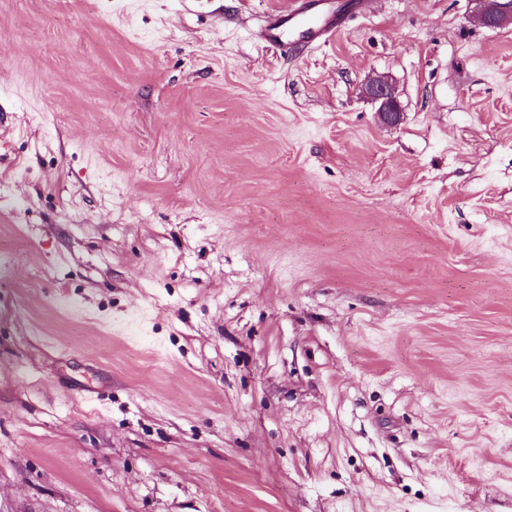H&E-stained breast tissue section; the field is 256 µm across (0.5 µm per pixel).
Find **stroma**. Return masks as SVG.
<instances>
[{
  "instance_id": "35a3bbf8",
  "label": "stroma",
  "mask_w": 512,
  "mask_h": 512,
  "mask_svg": "<svg viewBox=\"0 0 512 512\" xmlns=\"http://www.w3.org/2000/svg\"><path fill=\"white\" fill-rule=\"evenodd\" d=\"M335 3L0 0V512H512V23ZM293 8L288 13L270 12L261 29V39L270 47L283 55L295 53L299 48L298 41L288 37V24L292 23L303 29L306 40L301 48L321 45L336 36L342 26V19L336 16L330 0H294ZM364 92L379 103L378 112L386 124L394 125L399 122L401 108L388 80L380 76L373 77L365 85Z\"/></svg>"
}]
</instances>
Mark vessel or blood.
Listing matches in <instances>:
<instances>
[{
	"instance_id": "vessel-or-blood-1",
	"label": "vessel or blood",
	"mask_w": 512,
	"mask_h": 512,
	"mask_svg": "<svg viewBox=\"0 0 512 512\" xmlns=\"http://www.w3.org/2000/svg\"><path fill=\"white\" fill-rule=\"evenodd\" d=\"M342 25L329 0H295L288 12L268 13L261 38L280 54L296 52L300 45H321L335 37Z\"/></svg>"
}]
</instances>
